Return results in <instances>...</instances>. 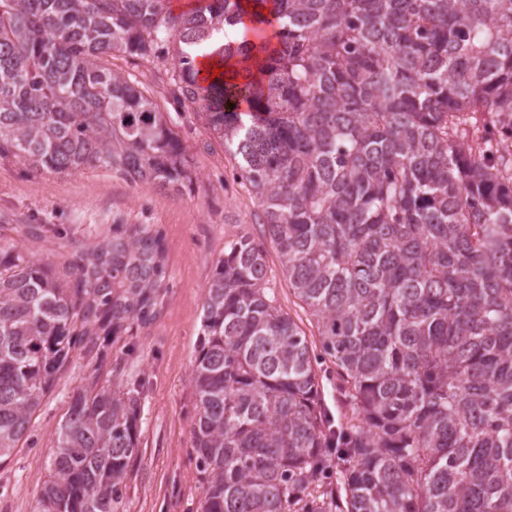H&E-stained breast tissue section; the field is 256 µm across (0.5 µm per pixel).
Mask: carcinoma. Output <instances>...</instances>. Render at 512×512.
Listing matches in <instances>:
<instances>
[{
	"mask_svg": "<svg viewBox=\"0 0 512 512\" xmlns=\"http://www.w3.org/2000/svg\"><path fill=\"white\" fill-rule=\"evenodd\" d=\"M0 0V158L192 184L181 143L109 59L169 84L237 161L317 319L277 306L265 246L224 245L193 370L202 512H512V0ZM238 58L242 82L200 78ZM163 238L114 224L58 269L0 246V467L74 354L160 313ZM327 358L351 410L334 429ZM141 391L74 392L38 512H121Z\"/></svg>",
	"mask_w": 512,
	"mask_h": 512,
	"instance_id": "carcinoma-1",
	"label": "carcinoma"
}]
</instances>
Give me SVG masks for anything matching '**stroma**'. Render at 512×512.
Here are the masks:
<instances>
[{
    "mask_svg": "<svg viewBox=\"0 0 512 512\" xmlns=\"http://www.w3.org/2000/svg\"><path fill=\"white\" fill-rule=\"evenodd\" d=\"M112 69L135 77L177 134L193 172L189 189L137 185L111 170L77 174L39 171L0 159V245L18 244L33 259L60 264L76 248L111 235L116 224H150L163 234L166 286L157 318L116 339L103 362L78 356L63 371L21 441L0 467V512H37L54 432L76 387L92 371L108 377L121 363L125 380L139 381V459L127 479L124 512H200L204 487L190 457L194 393L192 370L201 337L205 292L227 242L263 238L261 209L233 182L236 161L201 115L177 102L163 65L117 56ZM42 224V238L23 227ZM269 287L312 345L315 320L290 286L274 245L266 247Z\"/></svg>",
    "mask_w": 512,
    "mask_h": 512,
    "instance_id": "obj_1",
    "label": "stroma"
}]
</instances>
